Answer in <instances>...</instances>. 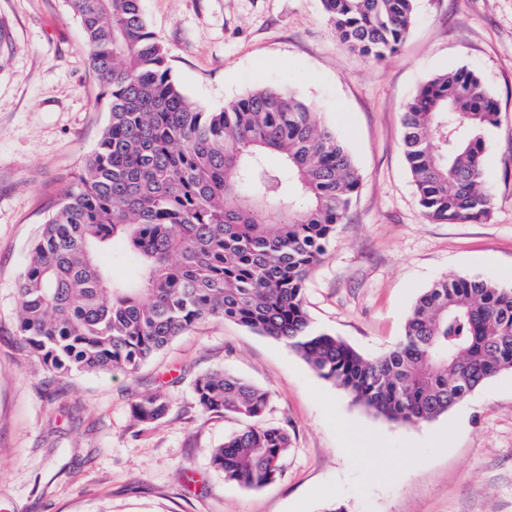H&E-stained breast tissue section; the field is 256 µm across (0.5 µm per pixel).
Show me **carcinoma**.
I'll return each instance as SVG.
<instances>
[{
    "mask_svg": "<svg viewBox=\"0 0 512 512\" xmlns=\"http://www.w3.org/2000/svg\"><path fill=\"white\" fill-rule=\"evenodd\" d=\"M68 2L109 121L17 288L20 341L49 372L131 376L183 332L222 319L282 343L376 415L414 426L512 370V288L478 276L437 279L401 339L374 358L316 327L305 281L360 187L344 143L293 91L261 87L216 110L192 101L142 0ZM321 3L339 41L375 62L398 53L416 9V0ZM499 114L464 67L436 74L407 102L404 152L428 220L490 216L483 155ZM116 264L128 279L114 278ZM194 393L202 412L245 423L210 451L225 481L259 488L282 475L291 436L261 424L268 391L215 369ZM168 408L155 393L132 413L152 423Z\"/></svg>",
    "mask_w": 512,
    "mask_h": 512,
    "instance_id": "obj_1",
    "label": "carcinoma"
}]
</instances>
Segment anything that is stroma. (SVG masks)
I'll use <instances>...</instances> for the list:
<instances>
[{
  "label": "stroma",
  "instance_id": "obj_1",
  "mask_svg": "<svg viewBox=\"0 0 512 512\" xmlns=\"http://www.w3.org/2000/svg\"><path fill=\"white\" fill-rule=\"evenodd\" d=\"M173 78L222 108L257 87L299 91L354 156L361 186L304 291L317 327L375 357L404 333L436 279L512 286V0H417L395 56L375 64L337 39L320 0H143ZM67 0H0V502L13 512H512V370L447 414L388 422L320 378L280 342L211 320L131 377H58L22 349L17 286L39 227L59 207L108 122ZM466 67L494 95L485 134L489 218L423 214L404 156L406 101L434 74ZM232 372L270 394L286 427L282 476L247 490L209 451L241 429L205 414L195 379ZM166 415L137 421L134 395ZM168 408V399L162 394L155 393L134 400L132 413L139 422L152 423L161 419Z\"/></svg>",
  "mask_w": 512,
  "mask_h": 512
}]
</instances>
